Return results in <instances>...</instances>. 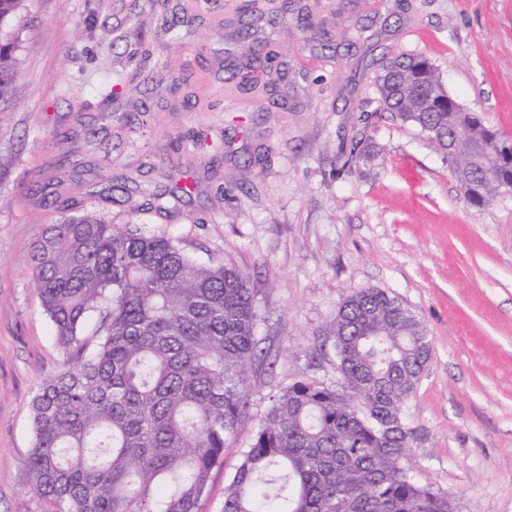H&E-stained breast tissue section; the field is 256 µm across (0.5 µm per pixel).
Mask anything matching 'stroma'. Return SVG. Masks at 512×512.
Returning <instances> with one entry per match:
<instances>
[{"label":"stroma","instance_id":"1","mask_svg":"<svg viewBox=\"0 0 512 512\" xmlns=\"http://www.w3.org/2000/svg\"><path fill=\"white\" fill-rule=\"evenodd\" d=\"M243 2L30 0L0 110V512H55L32 488L30 401L63 353L28 256L61 208L170 233L252 278L269 362L250 372L206 512H221L274 396L339 382L327 325L364 288L396 297L431 341L407 469L457 512H512V192L468 203L376 89L389 58L426 56L452 97L512 138V0H298L304 22L261 21L247 41ZM252 42L276 52V87L261 74L242 91L228 70ZM118 80L130 91L116 98ZM144 104L146 125L130 130ZM35 181L54 200L31 194ZM187 182L178 210H143L146 193Z\"/></svg>","mask_w":512,"mask_h":512}]
</instances>
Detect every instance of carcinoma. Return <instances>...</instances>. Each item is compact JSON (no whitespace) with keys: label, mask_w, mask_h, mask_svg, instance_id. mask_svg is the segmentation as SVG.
<instances>
[{"label":"carcinoma","mask_w":512,"mask_h":512,"mask_svg":"<svg viewBox=\"0 0 512 512\" xmlns=\"http://www.w3.org/2000/svg\"><path fill=\"white\" fill-rule=\"evenodd\" d=\"M26 2L0 0V106L13 101ZM378 90L383 111L444 155L451 132H467L448 167L473 204L512 179L479 116L447 110L426 57L388 61ZM29 264L64 356L30 401L35 493L58 512H203L262 355L248 275L187 255L170 234L114 230L92 212H60ZM328 329L339 385L297 381L273 398L222 512H455L448 493L403 466L408 403L431 359L422 322L365 288L345 297Z\"/></svg>","instance_id":"obj_1"}]
</instances>
